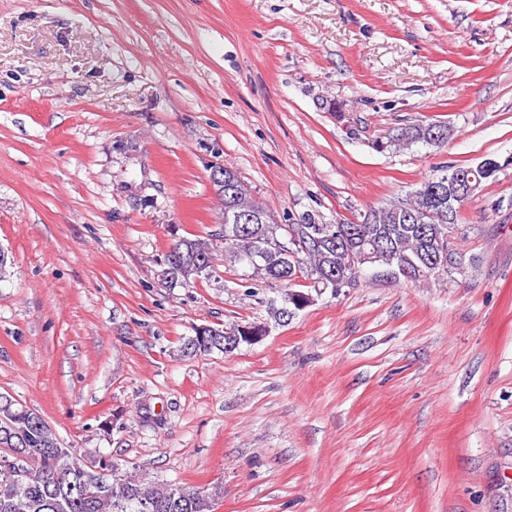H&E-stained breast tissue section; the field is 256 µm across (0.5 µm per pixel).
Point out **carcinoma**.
Masks as SVG:
<instances>
[{
	"label": "carcinoma",
	"instance_id": "1",
	"mask_svg": "<svg viewBox=\"0 0 512 512\" xmlns=\"http://www.w3.org/2000/svg\"><path fill=\"white\" fill-rule=\"evenodd\" d=\"M452 135L445 122L422 120L410 123L395 135L373 142L379 151L422 144L442 146ZM500 169L487 159L475 166H445L426 177L407 195L371 208L353 220L323 224L313 214L277 217L245 188L237 172L227 167L211 178L223 208L252 220L247 229L232 232L224 224V256L233 264L252 270V276L283 287L282 306L270 303V318L284 321L285 305L293 306L296 279L304 275L313 288L336 294L355 285L366 266H380L395 276L417 283L448 278L457 273L449 264L424 261L431 253L465 261L457 239L466 237L459 224L460 210L448 209V186L456 173L466 175L467 199ZM297 234L301 247L288 240V229ZM213 246L198 238L182 237L166 254L159 284L168 289L190 288L214 272ZM239 332V324L194 328L182 339L177 355L193 358L214 352L227 353V337ZM29 455L36 481L21 484L7 473L12 454ZM86 456L65 447L53 426L33 410L0 396V512H144L143 503L153 500L150 512L170 510V487L182 494L177 512H215L222 488L200 490L185 484H159L124 472H95Z\"/></svg>",
	"mask_w": 512,
	"mask_h": 512
}]
</instances>
